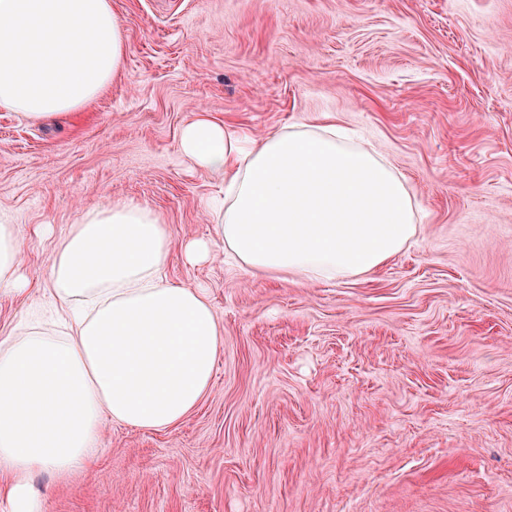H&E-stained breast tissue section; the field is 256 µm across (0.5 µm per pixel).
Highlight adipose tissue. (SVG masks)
Instances as JSON below:
<instances>
[{"mask_svg":"<svg viewBox=\"0 0 512 512\" xmlns=\"http://www.w3.org/2000/svg\"><path fill=\"white\" fill-rule=\"evenodd\" d=\"M112 0H0V109L33 120L91 104L122 69ZM179 152L224 184L214 232L254 275L329 279L376 271L418 232L403 178L334 124L262 141L209 118ZM166 224L114 202L83 212L53 247L47 288L66 332L17 323L0 336V498L40 512L33 474L89 472L104 424L164 430L209 391L222 330L205 289L165 279ZM22 241L0 219V292L25 293Z\"/></svg>","mask_w":512,"mask_h":512,"instance_id":"adipose-tissue-1","label":"adipose tissue"}]
</instances>
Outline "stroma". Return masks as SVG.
I'll return each mask as SVG.
<instances>
[{"instance_id":"obj_1","label":"stroma","mask_w":512,"mask_h":512,"mask_svg":"<svg viewBox=\"0 0 512 512\" xmlns=\"http://www.w3.org/2000/svg\"><path fill=\"white\" fill-rule=\"evenodd\" d=\"M128 50L81 111L0 109V216L48 315L53 245L80 214L146 205L168 280L223 333L179 424L102 430L94 468L33 478L41 512H512V0H112ZM258 140L336 122L405 179L419 219L365 276L255 277L213 230L224 187L183 163L199 115ZM209 242L208 260L183 255Z\"/></svg>"}]
</instances>
